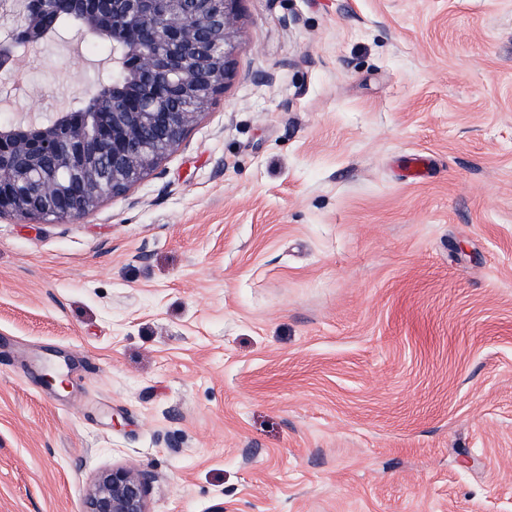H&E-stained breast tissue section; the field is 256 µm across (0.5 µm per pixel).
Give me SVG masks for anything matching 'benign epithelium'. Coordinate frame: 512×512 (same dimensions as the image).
Returning a JSON list of instances; mask_svg holds the SVG:
<instances>
[{
    "label": "benign epithelium",
    "instance_id": "7a95c632",
    "mask_svg": "<svg viewBox=\"0 0 512 512\" xmlns=\"http://www.w3.org/2000/svg\"><path fill=\"white\" fill-rule=\"evenodd\" d=\"M240 0H20L28 46L45 39L48 18H74L87 34L112 36V95L77 124L60 112L47 122L0 127V218L44 217L29 201L49 197L53 216L76 221L141 181L175 149L232 73L229 47ZM16 62L0 39V72ZM81 169L69 186L36 161ZM149 476L127 467L98 474L85 512H150Z\"/></svg>",
    "mask_w": 512,
    "mask_h": 512
}]
</instances>
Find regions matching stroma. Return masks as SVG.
<instances>
[{
	"instance_id": "1",
	"label": "stroma",
	"mask_w": 512,
	"mask_h": 512,
	"mask_svg": "<svg viewBox=\"0 0 512 512\" xmlns=\"http://www.w3.org/2000/svg\"><path fill=\"white\" fill-rule=\"evenodd\" d=\"M238 12L147 177L0 219V512H84L115 466L151 512H512V0ZM111 69L27 49L0 125Z\"/></svg>"
}]
</instances>
